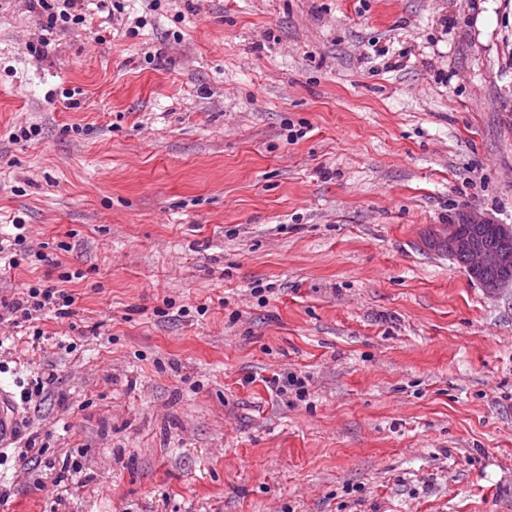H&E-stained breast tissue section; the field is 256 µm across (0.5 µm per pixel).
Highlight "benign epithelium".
I'll return each mask as SVG.
<instances>
[{
    "label": "benign epithelium",
    "mask_w": 512,
    "mask_h": 512,
    "mask_svg": "<svg viewBox=\"0 0 512 512\" xmlns=\"http://www.w3.org/2000/svg\"><path fill=\"white\" fill-rule=\"evenodd\" d=\"M494 220L472 209L465 208L458 222L448 225L445 234L436 240V248L453 258L465 256L466 269L469 276L489 294H497L503 288L504 282L486 280L483 272L490 267L508 269L512 267V225H499L503 245L495 249H485L476 245L475 237L487 224ZM470 226L469 233L459 230V225Z\"/></svg>",
    "instance_id": "benign-epithelium-1"
}]
</instances>
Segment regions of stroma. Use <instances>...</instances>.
Segmentation results:
<instances>
[{
    "label": "stroma",
    "mask_w": 512,
    "mask_h": 512,
    "mask_svg": "<svg viewBox=\"0 0 512 512\" xmlns=\"http://www.w3.org/2000/svg\"><path fill=\"white\" fill-rule=\"evenodd\" d=\"M121 3L39 59L0 0V237L60 261L0 293L80 274L0 342L54 376L0 512H512V286L428 245L512 224V0Z\"/></svg>",
    "instance_id": "35a3bbf8"
}]
</instances>
